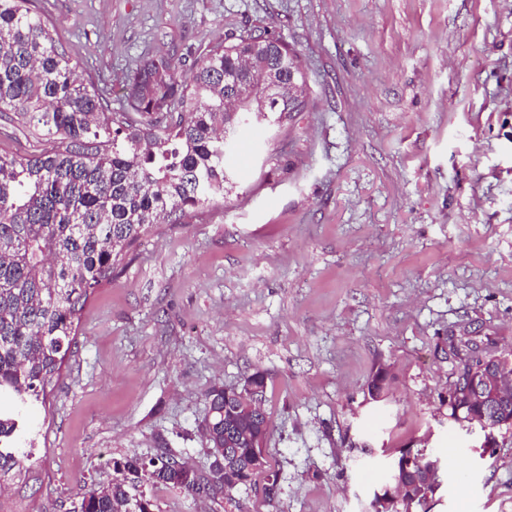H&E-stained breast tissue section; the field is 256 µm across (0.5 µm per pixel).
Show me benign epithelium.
I'll return each mask as SVG.
<instances>
[{"label": "benign epithelium", "instance_id": "1", "mask_svg": "<svg viewBox=\"0 0 512 512\" xmlns=\"http://www.w3.org/2000/svg\"><path fill=\"white\" fill-rule=\"evenodd\" d=\"M445 357L454 366L455 380L448 391V406L458 402H478L484 407L494 408L501 397L512 392V358L493 350V343L469 338L468 355L470 360L463 364V351L456 332L448 334V344L444 346ZM238 410L253 413L256 406L261 404L260 390L251 382H246L245 391L237 395ZM458 423L467 429L479 426L485 432L483 447L493 450L496 447L494 431L504 426H512V416L500 421H492L487 415H470L461 418L460 412H455ZM212 458L210 472L206 480L198 481L200 490L197 496L212 494V486L224 483V451L209 450ZM421 486L412 485L381 496L378 512H394L393 506L401 503L402 512H412V507L422 496Z\"/></svg>", "mask_w": 512, "mask_h": 512}]
</instances>
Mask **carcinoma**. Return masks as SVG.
I'll use <instances>...</instances> for the list:
<instances>
[{
    "label": "carcinoma",
    "instance_id": "carcinoma-1",
    "mask_svg": "<svg viewBox=\"0 0 512 512\" xmlns=\"http://www.w3.org/2000/svg\"><path fill=\"white\" fill-rule=\"evenodd\" d=\"M188 81L170 56L144 58L130 69L127 107L112 112L94 83L59 52L45 18L30 0H0V112L17 113L63 149L17 159L0 154V479L22 468L19 450L28 415L46 396L71 346L75 319L93 291L112 281L119 257L162 215L173 223L224 198L234 174L225 166L252 122H279L308 106L299 56L266 31L218 41L195 60ZM203 433L213 450L231 448L224 466L230 497L256 486V455L237 429L247 422L267 434L265 412L245 418L224 386L206 393ZM403 474L394 457L393 487L423 476L432 456L416 449ZM122 478L80 492L78 512H148L140 487L159 483L193 493L197 481L172 456L144 463L115 461ZM267 476L261 495H279Z\"/></svg>",
    "mask_w": 512,
    "mask_h": 512
}]
</instances>
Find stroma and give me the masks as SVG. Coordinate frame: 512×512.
I'll use <instances>...</instances> for the list:
<instances>
[{"label":"stroma","instance_id":"35a3bbf8","mask_svg":"<svg viewBox=\"0 0 512 512\" xmlns=\"http://www.w3.org/2000/svg\"><path fill=\"white\" fill-rule=\"evenodd\" d=\"M56 44L126 108L129 69L268 31L307 111L255 124L223 202L152 225L79 315L0 512H75L116 459L169 450L207 476L205 394L267 375L271 503L145 484L154 512H369L399 449L446 468L414 512H512V427L494 457L449 420L438 337L512 352V0H34ZM10 111L0 153L55 149ZM393 381L366 400L378 366Z\"/></svg>","mask_w":512,"mask_h":512}]
</instances>
